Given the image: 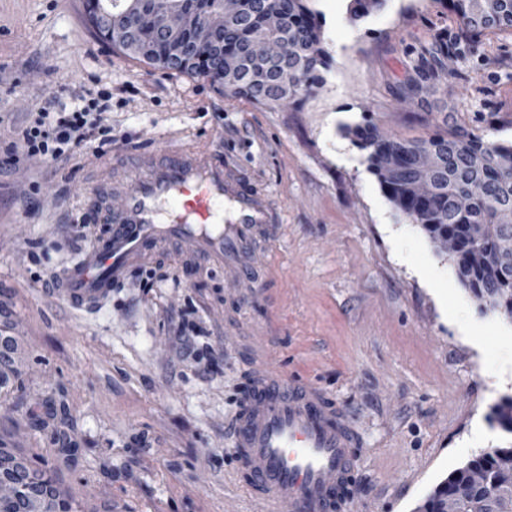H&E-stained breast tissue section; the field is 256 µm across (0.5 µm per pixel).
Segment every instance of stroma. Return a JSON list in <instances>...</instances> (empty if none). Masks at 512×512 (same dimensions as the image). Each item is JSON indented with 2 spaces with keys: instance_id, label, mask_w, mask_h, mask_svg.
<instances>
[{
  "instance_id": "1",
  "label": "stroma",
  "mask_w": 512,
  "mask_h": 512,
  "mask_svg": "<svg viewBox=\"0 0 512 512\" xmlns=\"http://www.w3.org/2000/svg\"><path fill=\"white\" fill-rule=\"evenodd\" d=\"M349 0H310L329 65L310 95L276 106L202 76L147 65L97 38L82 0H0V330L18 341L0 387V436L47 468L83 512H255L234 475L224 427L257 363L320 386L365 448L351 512H415L437 484L512 444L495 408L512 397V320L481 308L452 259L398 211L346 127L372 122L413 138L444 111L512 143V30L457 42L448 0H385L355 20ZM450 57L427 102L404 80ZM111 93L112 142L47 162L21 150L30 114L60 89ZM222 140L247 189L282 222L258 286L239 293L205 259L153 252L101 310L72 311L61 269L108 231L85 224L82 186L108 155ZM64 401L79 447L58 457L55 426L32 414Z\"/></svg>"
}]
</instances>
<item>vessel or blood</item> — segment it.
Returning a JSON list of instances; mask_svg holds the SVG:
<instances>
[{
  "label": "vessel or blood",
  "instance_id": "vessel-or-blood-1",
  "mask_svg": "<svg viewBox=\"0 0 512 512\" xmlns=\"http://www.w3.org/2000/svg\"><path fill=\"white\" fill-rule=\"evenodd\" d=\"M126 175L104 176L85 194L107 235L63 272L55 293L75 309L112 293L128 269L162 246L223 268L233 287H253L264 263L259 240L279 227L266 197L242 188L222 145H157L125 160ZM236 472L259 512H346L362 444L350 419L316 384L284 375L262 358L250 376L230 431Z\"/></svg>",
  "mask_w": 512,
  "mask_h": 512
}]
</instances>
